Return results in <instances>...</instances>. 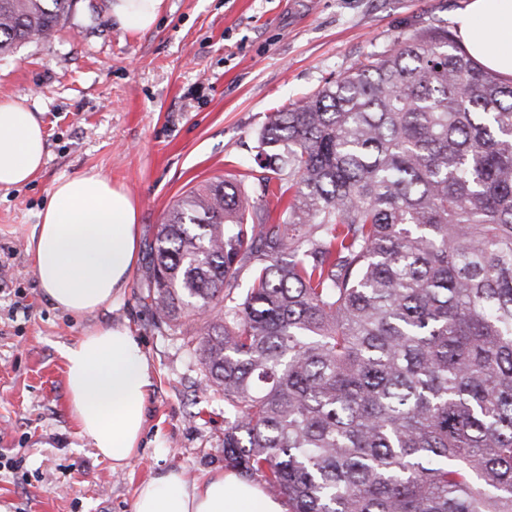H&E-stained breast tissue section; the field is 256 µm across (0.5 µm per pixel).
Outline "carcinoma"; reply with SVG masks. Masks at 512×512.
I'll list each match as a JSON object with an SVG mask.
<instances>
[{
	"label": "carcinoma",
	"mask_w": 512,
	"mask_h": 512,
	"mask_svg": "<svg viewBox=\"0 0 512 512\" xmlns=\"http://www.w3.org/2000/svg\"><path fill=\"white\" fill-rule=\"evenodd\" d=\"M75 0H0V56ZM158 225L141 299L288 512H512V82L435 28L269 115ZM248 288L239 293L241 277Z\"/></svg>",
	"instance_id": "cac0c4a2"
}]
</instances>
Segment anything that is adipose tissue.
Returning a JSON list of instances; mask_svg holds the SVG:
<instances>
[{
    "label": "adipose tissue",
    "mask_w": 512,
    "mask_h": 512,
    "mask_svg": "<svg viewBox=\"0 0 512 512\" xmlns=\"http://www.w3.org/2000/svg\"><path fill=\"white\" fill-rule=\"evenodd\" d=\"M124 29H151L164 0H108ZM466 51L500 78H512V0H469L457 19ZM46 134L26 99L0 100V188L24 185L45 164ZM131 194L101 173L55 182L28 240L33 274L53 308L86 315L112 305L137 265L139 226ZM68 411L82 437L113 467L142 444L154 383L146 353L123 323L100 325L64 344ZM133 512H288L285 499L220 470L190 483L157 472L137 491Z\"/></svg>",
    "instance_id": "adipose-tissue-1"
}]
</instances>
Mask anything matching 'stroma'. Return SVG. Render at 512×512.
<instances>
[{
    "label": "stroma",
    "instance_id": "stroma-1",
    "mask_svg": "<svg viewBox=\"0 0 512 512\" xmlns=\"http://www.w3.org/2000/svg\"><path fill=\"white\" fill-rule=\"evenodd\" d=\"M466 0H165L157 24L130 32L107 0H76L49 37L0 57V100L26 98L47 136L31 182L0 189V512H132L157 471L188 480L223 469L224 397L200 390L182 340L140 298L149 245L173 203L254 166L268 115L338 79L397 39L454 30ZM111 176L139 205L140 258L111 308L54 309L26 254L54 182ZM127 323L154 373L144 446L113 469L67 410L59 352L96 326Z\"/></svg>",
    "mask_w": 512,
    "mask_h": 512
}]
</instances>
